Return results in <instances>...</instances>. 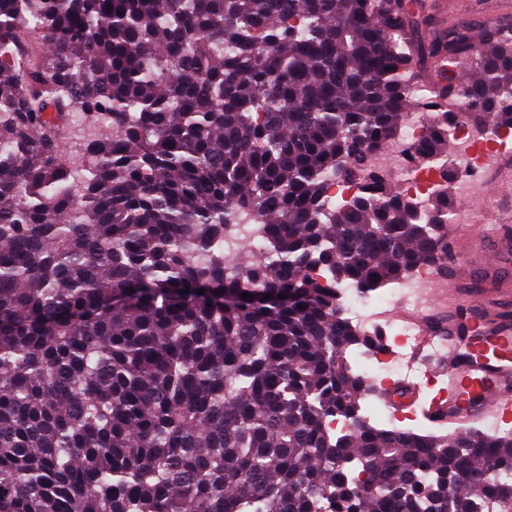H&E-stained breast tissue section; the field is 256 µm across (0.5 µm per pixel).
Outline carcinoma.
Wrapping results in <instances>:
<instances>
[{
    "label": "carcinoma",
    "instance_id": "1",
    "mask_svg": "<svg viewBox=\"0 0 512 512\" xmlns=\"http://www.w3.org/2000/svg\"><path fill=\"white\" fill-rule=\"evenodd\" d=\"M437 57L473 77L426 84ZM412 92L436 108L408 147L435 170L428 216L367 167ZM459 101L512 129V23L477 41L414 0H0V512H512L511 432L373 425L366 395L429 405L348 362L386 347L341 285L442 270ZM333 183L373 193L336 206ZM238 224L266 249L225 253Z\"/></svg>",
    "mask_w": 512,
    "mask_h": 512
}]
</instances>
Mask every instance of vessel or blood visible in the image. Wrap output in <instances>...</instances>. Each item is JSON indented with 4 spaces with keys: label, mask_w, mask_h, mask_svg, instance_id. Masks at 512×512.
<instances>
[{
    "label": "vessel or blood",
    "mask_w": 512,
    "mask_h": 512,
    "mask_svg": "<svg viewBox=\"0 0 512 512\" xmlns=\"http://www.w3.org/2000/svg\"><path fill=\"white\" fill-rule=\"evenodd\" d=\"M504 249L462 256L466 278L476 280L470 291L466 323L436 314L417 315V356L433 342L447 348L428 371L438 390L431 404L436 416L460 426L496 416L512 422V290L496 285L495 274Z\"/></svg>",
    "instance_id": "b4317fda"
}]
</instances>
